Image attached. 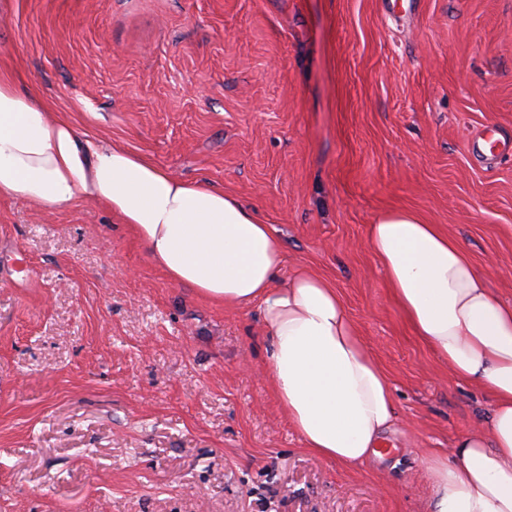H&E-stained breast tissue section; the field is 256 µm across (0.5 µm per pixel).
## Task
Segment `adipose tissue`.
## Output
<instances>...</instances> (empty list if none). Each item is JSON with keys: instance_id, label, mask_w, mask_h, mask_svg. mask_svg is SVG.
Here are the masks:
<instances>
[{"instance_id": "ef3b65f1", "label": "adipose tissue", "mask_w": 512, "mask_h": 512, "mask_svg": "<svg viewBox=\"0 0 512 512\" xmlns=\"http://www.w3.org/2000/svg\"><path fill=\"white\" fill-rule=\"evenodd\" d=\"M0 198L49 211L102 202L173 283L206 299L258 304L267 368L304 446L347 465L378 455L394 423L386 375L336 289L304 268L283 274L285 245L251 208L176 178L128 150L83 137L38 91L0 72ZM389 290L414 333L490 402L482 428L426 457L428 512H512V302L489 286L438 224L393 210L367 228Z\"/></svg>"}]
</instances>
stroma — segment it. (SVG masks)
<instances>
[{
  "label": "stroma",
  "instance_id": "35a3bbf8",
  "mask_svg": "<svg viewBox=\"0 0 512 512\" xmlns=\"http://www.w3.org/2000/svg\"><path fill=\"white\" fill-rule=\"evenodd\" d=\"M0 71L89 139L256 209L394 394L388 456L297 437L257 305L172 283L102 203L0 198V512H426L489 402L415 336L369 224L411 210L512 300V0H8Z\"/></svg>",
  "mask_w": 512,
  "mask_h": 512
}]
</instances>
